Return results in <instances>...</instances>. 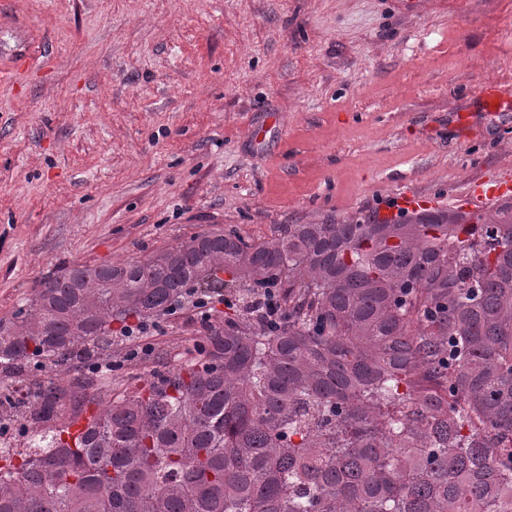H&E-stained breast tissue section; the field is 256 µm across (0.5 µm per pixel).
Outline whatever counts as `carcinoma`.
Masks as SVG:
<instances>
[{
    "label": "carcinoma",
    "mask_w": 512,
    "mask_h": 512,
    "mask_svg": "<svg viewBox=\"0 0 512 512\" xmlns=\"http://www.w3.org/2000/svg\"><path fill=\"white\" fill-rule=\"evenodd\" d=\"M224 294L183 361L74 437L27 363L112 348V323ZM22 431L0 512H512V202L468 215L213 227L75 265L0 321Z\"/></svg>",
    "instance_id": "carcinoma-1"
}]
</instances>
